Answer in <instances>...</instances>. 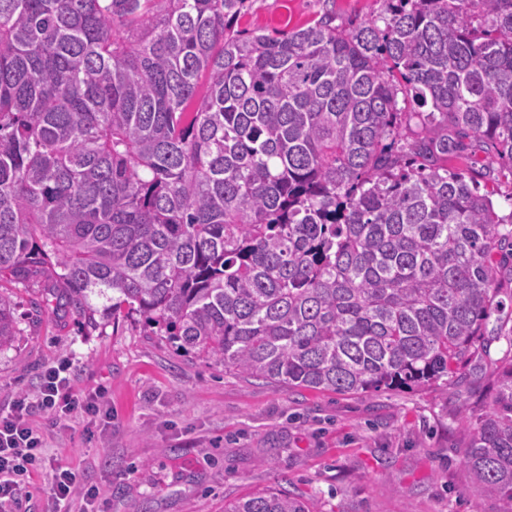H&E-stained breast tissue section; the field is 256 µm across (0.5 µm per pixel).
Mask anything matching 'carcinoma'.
<instances>
[{
  "mask_svg": "<svg viewBox=\"0 0 512 512\" xmlns=\"http://www.w3.org/2000/svg\"><path fill=\"white\" fill-rule=\"evenodd\" d=\"M247 2L0 0V273L279 387L479 389L503 338L463 464L512 512V327L487 330L512 212L470 176L512 175V0L282 37L234 29Z\"/></svg>",
  "mask_w": 512,
  "mask_h": 512,
  "instance_id": "1",
  "label": "carcinoma"
}]
</instances>
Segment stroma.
I'll return each mask as SVG.
<instances>
[{"label":"stroma","instance_id":"1","mask_svg":"<svg viewBox=\"0 0 512 512\" xmlns=\"http://www.w3.org/2000/svg\"><path fill=\"white\" fill-rule=\"evenodd\" d=\"M332 9L345 25L377 17L381 0H252L239 29L277 35ZM44 278L0 274L19 334L0 350V415L36 397L59 369L74 392H101V416L52 424L33 410L43 452L98 487L69 512H224L245 495L288 485L320 512H499L477 495L462 458L475 408L466 382L337 394L288 389L225 371L140 322L84 326L73 310L41 307Z\"/></svg>","mask_w":512,"mask_h":512}]
</instances>
